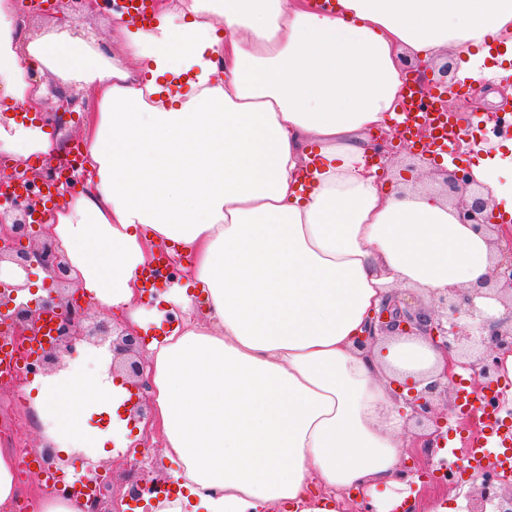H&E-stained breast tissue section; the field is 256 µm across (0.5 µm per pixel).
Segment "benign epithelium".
Instances as JSON below:
<instances>
[{
    "instance_id": "benign-epithelium-1",
    "label": "benign epithelium",
    "mask_w": 512,
    "mask_h": 512,
    "mask_svg": "<svg viewBox=\"0 0 512 512\" xmlns=\"http://www.w3.org/2000/svg\"><path fill=\"white\" fill-rule=\"evenodd\" d=\"M442 183L448 190L450 202L457 209L463 224H472L491 234H497L498 259L488 287L498 300H512V231L505 234L489 218L490 199L473 188L465 173L442 172ZM41 196L30 192L14 201L8 216H0V238L10 241L22 237L28 245L20 250L9 246L0 249V264L17 266L25 274L33 268L45 274L47 295L40 299L39 307L16 303L17 293L23 284L0 285V309H15L20 315L12 336H35L40 333L43 318L52 313L57 317V329L52 341L46 343L30 374L38 371L52 373L61 367L63 357L76 349L77 343L99 344L110 341L111 370H121L128 382L139 390L148 386L144 377L142 341L137 331L110 325L105 320H94L89 306L80 295L76 280L66 255L48 238L40 241L33 236L30 220L35 218ZM379 336H422L435 347L455 353L458 364L472 370L483 384L498 381L496 353L512 350V324L485 318L477 313L473 296L456 289H448L433 297L430 308L412 301L411 293L395 295L385 300L380 310L373 314L367 334L359 338L357 346L367 347L368 342ZM447 397V387L436 381L420 391H411L406 404L411 408L410 419L428 427L437 422V400ZM489 503L495 512H512V487L494 480L490 475L481 477L470 496L468 512H485Z\"/></svg>"
}]
</instances>
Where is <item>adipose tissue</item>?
Returning a JSON list of instances; mask_svg holds the SVG:
<instances>
[{
	"mask_svg": "<svg viewBox=\"0 0 512 512\" xmlns=\"http://www.w3.org/2000/svg\"><path fill=\"white\" fill-rule=\"evenodd\" d=\"M121 32L127 65L79 38L24 44L0 0V154H57L41 76L93 91L87 186L46 228L100 312L144 331L176 318L146 345L149 430L181 463L153 512H350L355 490L400 512L410 409L397 388L444 362L422 338L357 337L397 288L508 310L486 294L491 237L425 173L390 184L371 134L393 129L403 55L453 54L475 84L507 75L512 0H336L330 15L309 0H163L150 30ZM472 122L485 135L470 175L512 220V139ZM162 245L191 266L149 302L141 273ZM98 358L23 387L59 452L96 461L131 434L130 394Z\"/></svg>",
	"mask_w": 512,
	"mask_h": 512,
	"instance_id": "obj_1",
	"label": "adipose tissue"
}]
</instances>
